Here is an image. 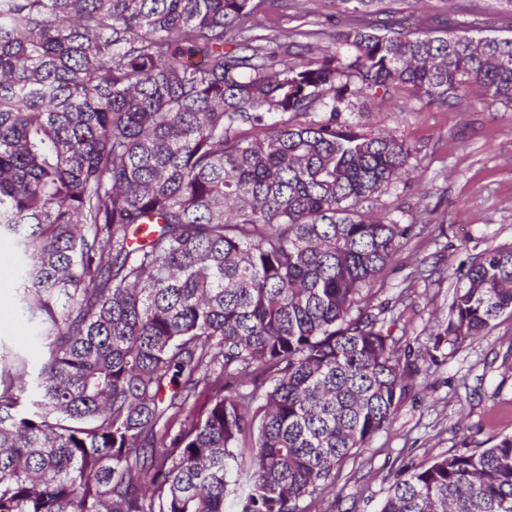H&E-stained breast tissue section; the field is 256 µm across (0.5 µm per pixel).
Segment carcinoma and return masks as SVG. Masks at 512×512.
<instances>
[{
  "mask_svg": "<svg viewBox=\"0 0 512 512\" xmlns=\"http://www.w3.org/2000/svg\"><path fill=\"white\" fill-rule=\"evenodd\" d=\"M0 0V242L37 362L0 344V512H306L421 373L371 291L413 148L355 103L512 104V37L333 0ZM512 315V248L464 264L436 354ZM381 512H512V436L397 476ZM328 1L331 0L268 1L265 4L263 15L250 16L244 21L249 26L260 19L273 30H323L332 33L336 31V5H332ZM285 3L288 4V7L285 6Z\"/></svg>",
  "mask_w": 512,
  "mask_h": 512,
  "instance_id": "obj_1",
  "label": "carcinoma"
}]
</instances>
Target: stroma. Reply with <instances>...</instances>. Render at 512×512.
<instances>
[{"label": "stroma", "mask_w": 512, "mask_h": 512, "mask_svg": "<svg viewBox=\"0 0 512 512\" xmlns=\"http://www.w3.org/2000/svg\"><path fill=\"white\" fill-rule=\"evenodd\" d=\"M403 15L457 14L470 36L512 35L496 0H405ZM263 23L273 30L336 29L329 0H268ZM353 122L365 129L385 124L415 146L421 188L382 196L399 202L412 227L395 260L383 271L374 300H396L401 349L419 355L430 344L437 317L446 315L467 248L512 246V107L469 92V104L443 110L419 103L377 112L357 107ZM10 286H0V340L28 342ZM512 435V316L502 315L485 336L448 345L427 363L402 399L390 426L361 455L341 467L332 490L309 512H379L398 471L435 457L486 448Z\"/></svg>", "instance_id": "1"}]
</instances>
